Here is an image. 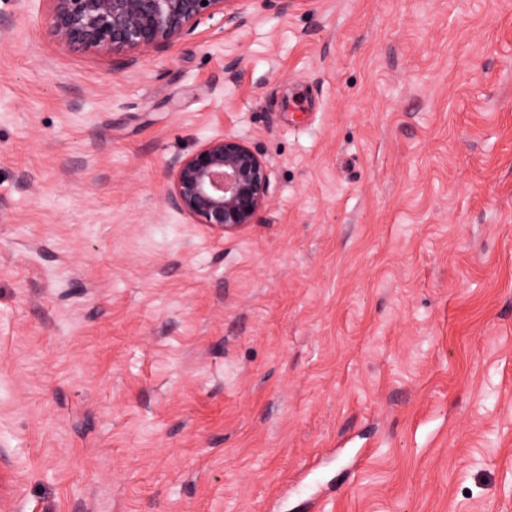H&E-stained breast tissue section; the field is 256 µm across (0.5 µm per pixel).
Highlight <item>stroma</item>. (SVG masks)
Returning <instances> with one entry per match:
<instances>
[{
	"label": "stroma",
	"mask_w": 512,
	"mask_h": 512,
	"mask_svg": "<svg viewBox=\"0 0 512 512\" xmlns=\"http://www.w3.org/2000/svg\"><path fill=\"white\" fill-rule=\"evenodd\" d=\"M246 8L132 57L0 0V507L512 512V0ZM222 134L224 237L165 203ZM167 168L166 205L222 236L253 224L271 196L266 159L237 136L210 137L191 155L171 159Z\"/></svg>",
	"instance_id": "obj_1"
}]
</instances>
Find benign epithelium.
Wrapping results in <instances>:
<instances>
[{
	"mask_svg": "<svg viewBox=\"0 0 512 512\" xmlns=\"http://www.w3.org/2000/svg\"><path fill=\"white\" fill-rule=\"evenodd\" d=\"M50 27L69 48L99 53L162 51L190 35L199 21L247 23L237 0H49ZM166 205L193 224L231 235L254 223L271 196L269 166L246 140L206 139L186 157L168 163Z\"/></svg>",
	"mask_w": 512,
	"mask_h": 512,
	"instance_id": "1",
	"label": "benign epithelium"
}]
</instances>
